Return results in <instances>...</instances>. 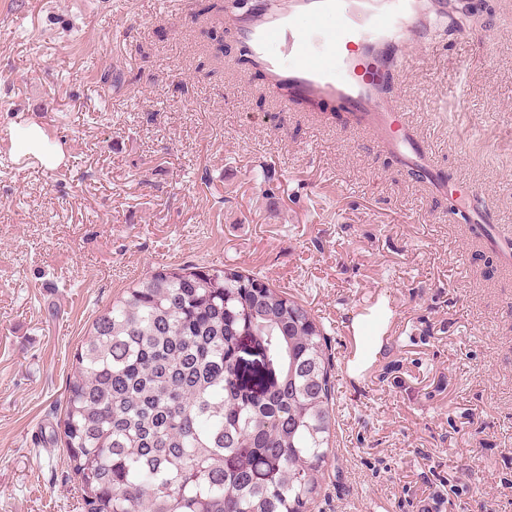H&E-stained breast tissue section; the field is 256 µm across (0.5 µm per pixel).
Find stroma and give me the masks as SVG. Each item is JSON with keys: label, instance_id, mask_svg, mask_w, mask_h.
Here are the masks:
<instances>
[{"label": "stroma", "instance_id": "35a3bbf8", "mask_svg": "<svg viewBox=\"0 0 512 512\" xmlns=\"http://www.w3.org/2000/svg\"><path fill=\"white\" fill-rule=\"evenodd\" d=\"M389 96L512 237V0ZM183 0H0V512H82L59 421L86 330L162 265H233L319 321L335 456L313 512H512V268L373 131L292 104ZM125 73L103 88L100 70ZM466 96L445 95L457 78ZM38 125V153L19 152Z\"/></svg>", "mask_w": 512, "mask_h": 512}]
</instances>
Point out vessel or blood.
I'll return each mask as SVG.
<instances>
[{
  "mask_svg": "<svg viewBox=\"0 0 512 512\" xmlns=\"http://www.w3.org/2000/svg\"><path fill=\"white\" fill-rule=\"evenodd\" d=\"M239 29L269 84L294 98L340 101L404 164L432 169L430 144L412 135L405 107L383 101L378 82L384 45L421 39L415 0H288L243 18Z\"/></svg>",
  "mask_w": 512,
  "mask_h": 512,
  "instance_id": "b4317fda",
  "label": "vessel or blood"
}]
</instances>
